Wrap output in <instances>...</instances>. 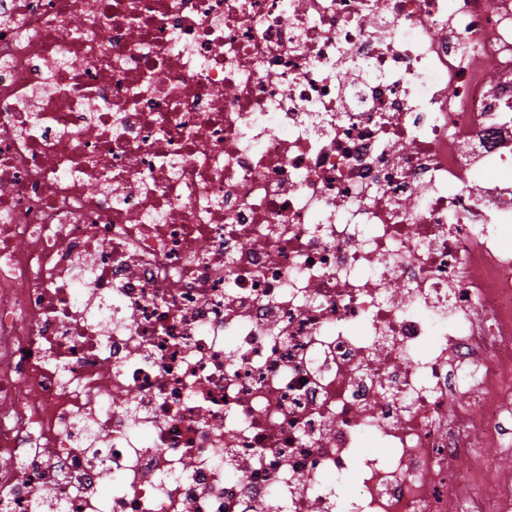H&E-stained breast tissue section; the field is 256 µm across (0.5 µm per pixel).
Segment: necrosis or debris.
Masks as SVG:
<instances>
[{
    "label": "necrosis or debris",
    "instance_id": "obj_1",
    "mask_svg": "<svg viewBox=\"0 0 512 512\" xmlns=\"http://www.w3.org/2000/svg\"><path fill=\"white\" fill-rule=\"evenodd\" d=\"M0 185V512H512V0H0Z\"/></svg>",
    "mask_w": 512,
    "mask_h": 512
}]
</instances>
